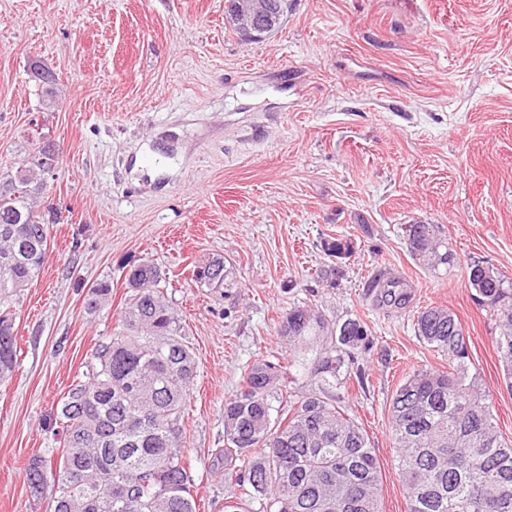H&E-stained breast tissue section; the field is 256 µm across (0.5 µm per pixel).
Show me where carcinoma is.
I'll list each match as a JSON object with an SVG mask.
<instances>
[{
  "mask_svg": "<svg viewBox=\"0 0 512 512\" xmlns=\"http://www.w3.org/2000/svg\"><path fill=\"white\" fill-rule=\"evenodd\" d=\"M288 0H264L268 33L276 32ZM224 20L248 37L236 0H224ZM48 146L29 153L25 166L0 172V380L14 371L18 346L13 305L40 275L47 259L48 224L34 209L46 184L34 177L49 165ZM413 259L431 267L451 254L431 224H407ZM224 258L196 265L192 280L222 288ZM470 286L496 312L497 352L512 388V282L479 265ZM119 323L95 346L84 380L61 400L63 446L56 462L29 460L26 480L39 499L50 489L53 512H196L194 479L184 455L185 409L197 357L185 341L180 318L167 299V281L151 262L130 269ZM395 279H373L377 300L402 308L407 296ZM112 297V285L89 287L93 314ZM289 345H314V354L288 360L292 381L283 387L280 362L267 358L244 369L243 386L224 403V481L235 486L225 508L250 512H381V470L366 431L352 418L343 390L361 381L359 356L369 351L367 323L342 322L298 303L278 321ZM415 335L448 362L413 370L389 402V428L408 512H512V442L499 432L489 394L469 375L468 344L448 308L426 307ZM316 380L301 390L298 381Z\"/></svg>",
  "mask_w": 512,
  "mask_h": 512,
  "instance_id": "1",
  "label": "carcinoma"
}]
</instances>
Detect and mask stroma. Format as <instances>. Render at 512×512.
<instances>
[{"mask_svg": "<svg viewBox=\"0 0 512 512\" xmlns=\"http://www.w3.org/2000/svg\"><path fill=\"white\" fill-rule=\"evenodd\" d=\"M35 61L57 77L53 100ZM42 139L59 163L37 209L61 221L15 305L0 512H49L25 468L54 458L57 405L145 260L167 273L198 357L184 439L197 512H224V403L247 363L288 359L275 323L299 301L360 317L374 337L367 382L346 393L379 462L382 512H408L390 398L408 372L441 364L415 335L421 308L458 316L469 371L512 440L495 315L468 281L476 264L512 281V0H288L259 42L225 27L224 0H0V171ZM414 223L433 225L449 264L413 260L402 227ZM336 238L350 256L325 254ZM217 255L232 287L197 286L194 265ZM333 263L331 288L314 273ZM381 274L402 282L406 308L377 305L367 284ZM105 279L112 298L88 313ZM112 297V285L108 280H100L89 287L86 299L88 313H96Z\"/></svg>", "mask_w": 512, "mask_h": 512, "instance_id": "stroma-1", "label": "stroma"}]
</instances>
